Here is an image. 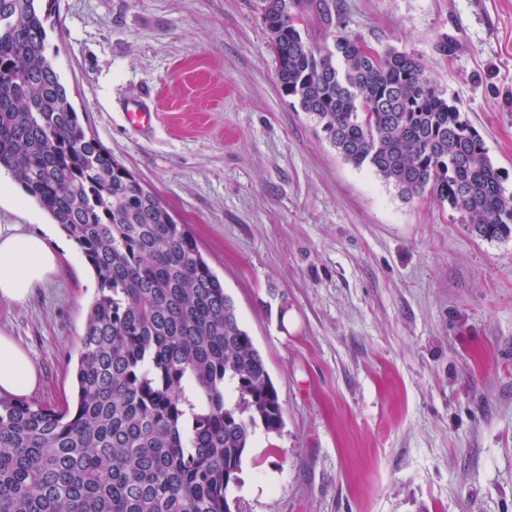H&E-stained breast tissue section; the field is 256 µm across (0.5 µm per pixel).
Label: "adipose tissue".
<instances>
[{"label":"adipose tissue","instance_id":"1","mask_svg":"<svg viewBox=\"0 0 512 512\" xmlns=\"http://www.w3.org/2000/svg\"><path fill=\"white\" fill-rule=\"evenodd\" d=\"M58 245L16 224H0V300L22 304L34 288L44 284L59 266ZM38 376L28 354L8 335L0 333V390L21 395Z\"/></svg>","mask_w":512,"mask_h":512}]
</instances>
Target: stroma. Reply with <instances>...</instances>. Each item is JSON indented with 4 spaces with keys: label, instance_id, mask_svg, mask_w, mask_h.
<instances>
[{
    "label": "stroma",
    "instance_id": "stroma-1",
    "mask_svg": "<svg viewBox=\"0 0 512 512\" xmlns=\"http://www.w3.org/2000/svg\"><path fill=\"white\" fill-rule=\"evenodd\" d=\"M336 16L419 59L512 193V0H336ZM50 22L74 108L187 225L278 391L284 427L256 428L232 512H512V238L344 161L281 92L255 0H56ZM132 100L152 128L128 122ZM14 195L0 224L50 231L60 267L0 301V332L37 370L28 399L60 402L96 282Z\"/></svg>",
    "mask_w": 512,
    "mask_h": 512
}]
</instances>
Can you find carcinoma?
<instances>
[{"mask_svg": "<svg viewBox=\"0 0 512 512\" xmlns=\"http://www.w3.org/2000/svg\"><path fill=\"white\" fill-rule=\"evenodd\" d=\"M55 0H0V168L71 237L96 295L70 400L0 393V512H231L254 429L283 408L185 225L87 129L46 56ZM283 93L342 158L486 240L512 237L479 132L396 49L342 33L336 0H258Z\"/></svg>", "mask_w": 512, "mask_h": 512, "instance_id": "cac0c4a2", "label": "carcinoma"}]
</instances>
